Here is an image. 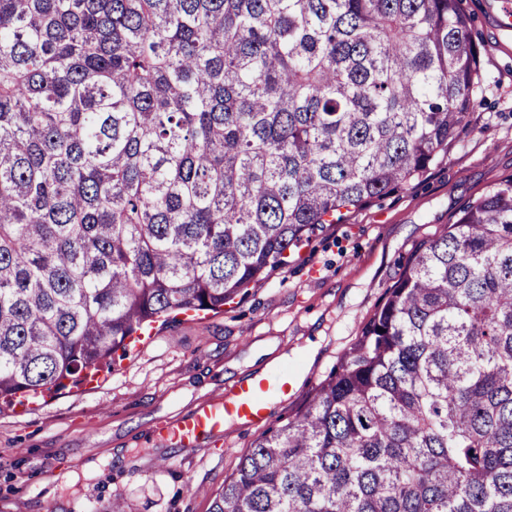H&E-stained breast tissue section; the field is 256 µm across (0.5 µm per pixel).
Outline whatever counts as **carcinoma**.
I'll use <instances>...</instances> for the list:
<instances>
[{
  "instance_id": "carcinoma-1",
  "label": "carcinoma",
  "mask_w": 512,
  "mask_h": 512,
  "mask_svg": "<svg viewBox=\"0 0 512 512\" xmlns=\"http://www.w3.org/2000/svg\"><path fill=\"white\" fill-rule=\"evenodd\" d=\"M462 0H0V403L85 383L410 186L481 89ZM211 512H512V173Z\"/></svg>"
}]
</instances>
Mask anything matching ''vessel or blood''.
<instances>
[{
	"instance_id": "b4317fda",
	"label": "vessel or blood",
	"mask_w": 512,
	"mask_h": 512,
	"mask_svg": "<svg viewBox=\"0 0 512 512\" xmlns=\"http://www.w3.org/2000/svg\"><path fill=\"white\" fill-rule=\"evenodd\" d=\"M292 389L293 383L285 374L246 379L227 390L222 400L198 407L177 423L157 421L153 434L159 439L192 444L203 436L223 433L224 422L228 419L258 425L270 415V400H287Z\"/></svg>"
}]
</instances>
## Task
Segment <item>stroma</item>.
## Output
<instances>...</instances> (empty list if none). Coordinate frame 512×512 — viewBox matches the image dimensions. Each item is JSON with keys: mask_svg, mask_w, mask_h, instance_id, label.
<instances>
[{"mask_svg": "<svg viewBox=\"0 0 512 512\" xmlns=\"http://www.w3.org/2000/svg\"><path fill=\"white\" fill-rule=\"evenodd\" d=\"M481 49L482 91L448 151L406 189L341 224L218 314L148 330L93 386L19 414L0 411V512H88L124 496L132 512H209L255 440L337 364L401 275L413 247L512 173V0H463ZM294 370L295 395L268 424L228 421L192 446L155 439L251 376Z\"/></svg>", "mask_w": 512, "mask_h": 512, "instance_id": "stroma-1", "label": "stroma"}]
</instances>
